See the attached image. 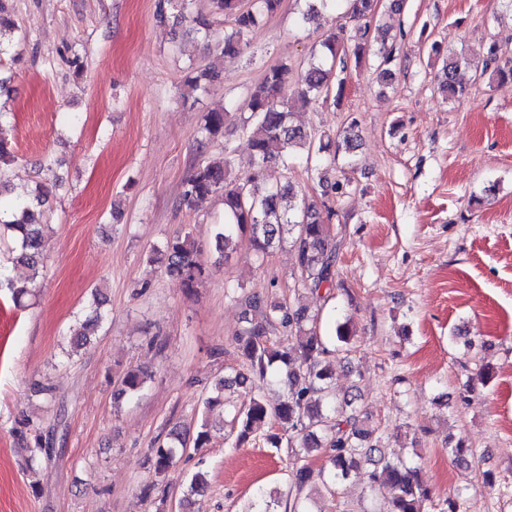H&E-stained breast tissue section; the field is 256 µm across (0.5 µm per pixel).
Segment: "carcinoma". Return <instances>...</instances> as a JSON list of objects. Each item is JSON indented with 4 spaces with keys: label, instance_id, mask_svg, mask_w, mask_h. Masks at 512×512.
<instances>
[{
    "label": "carcinoma",
    "instance_id": "1",
    "mask_svg": "<svg viewBox=\"0 0 512 512\" xmlns=\"http://www.w3.org/2000/svg\"><path fill=\"white\" fill-rule=\"evenodd\" d=\"M283 0H213L216 13L224 16V33L214 34L217 19L196 9L195 0H156L160 17L170 13L174 19L207 39L206 49L221 58H236L249 47V35L264 20L276 14ZM346 14L356 21L370 22L376 0H343ZM320 53L306 67L293 69L288 62L270 66L263 80L257 84L244 104L249 113L242 121L251 148V168L244 174L233 172L229 148H224L220 160H201L183 183L181 201L191 207L196 201L215 193H222L224 223L215 227V250L222 254L236 236L246 235L259 256L267 255L286 240L291 241L295 267L301 281L318 290L332 281L336 263L337 245L325 218L311 204H296L295 186L286 181L270 184L268 168L279 163L288 168L290 148L297 146L306 152L305 161L311 162L323 153L338 155L356 149L355 127L349 126L334 135L317 141L292 125L294 110L325 100L332 91L333 72L342 74L337 81L336 97H342L346 74L350 67L361 66L365 45L351 42L344 33L332 32L320 42ZM395 45L378 50V79L386 84L393 77L392 64L396 59ZM461 60L447 56L440 75V88L448 99L465 95L466 87L457 84L456 72ZM478 77H512V66L505 69L498 64L496 44L486 48L482 58L469 61ZM295 75L296 89L288 93L290 75ZM233 116L227 110L205 115L204 129L215 138L224 130V124ZM17 160L12 143L0 132V169ZM45 201V188L38 185L25 196L14 198L10 207L13 219L0 220L11 231L16 243L14 261L38 273L44 265L42 232L44 225L36 219V208ZM164 256L170 275L181 280L187 288H195L208 275V265L193 232L186 231L166 243ZM34 278L15 281L9 269L0 265V288L10 290L17 303L30 293ZM105 299L94 292V308L78 326L72 329L70 344L77 351L91 342L103 320ZM253 314L245 318L236 332L237 348L248 366V372H239L231 380L220 379L216 389H241L245 399L233 406L231 423L236 432L234 446L239 448L256 439L260 427L268 426L265 441L274 448L288 447L292 464L290 489L293 498L288 501V512H306L304 500L314 480H320L329 495L339 494L343 483L356 479L371 491L387 496L389 512H461L463 491L443 500L434 497L424 484L419 466L410 459L387 456L378 448L374 433L357 411L351 409L353 400L339 406L331 398L333 373L327 357L336 352L347 354L354 343L349 321L334 326L328 336L320 332L318 317H310L302 309H293L283 303L266 305L255 298L248 302ZM295 331L296 343L288 344L273 339L279 329ZM285 373L282 380L283 397L275 406H269L255 390L253 381L266 377L271 369ZM147 375L128 371L118 378V395L133 398L143 389ZM17 440L25 445L26 465L34 468L45 458L41 428L26 418L14 430ZM211 439L207 423L193 432H174L151 449L154 471L163 475L174 465L178 449L192 444L200 449ZM322 448L328 464L319 470L308 465L311 452ZM207 485L206 474L196 472L180 500L181 512H190L192 496Z\"/></svg>",
    "mask_w": 512,
    "mask_h": 512
}]
</instances>
